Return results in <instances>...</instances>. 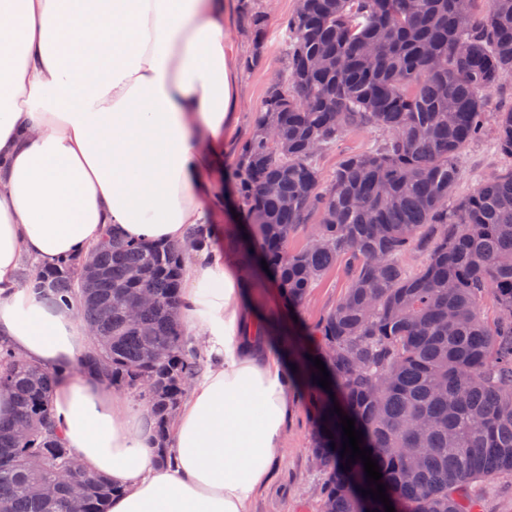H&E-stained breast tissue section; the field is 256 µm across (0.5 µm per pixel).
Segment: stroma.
I'll use <instances>...</instances> for the list:
<instances>
[{
    "instance_id": "obj_1",
    "label": "stroma",
    "mask_w": 512,
    "mask_h": 512,
    "mask_svg": "<svg viewBox=\"0 0 512 512\" xmlns=\"http://www.w3.org/2000/svg\"><path fill=\"white\" fill-rule=\"evenodd\" d=\"M267 13L264 46L258 63L247 66L246 59L252 53V42L247 28L236 7L228 9V25L239 51L241 64L238 71L240 105L237 121L224 138L222 166L215 173V185L220 204L214 205L212 225L217 236L211 237L212 246L220 248L224 238L220 231L230 225L245 226L241 205L235 188L234 173L237 154L234 145L249 135L260 117V107L268 87L282 79L286 44L280 26L282 18L297 6V0H258ZM379 130L355 128L347 131L336 146L324 151L318 158L323 181H330L341 158L348 153L361 152L379 140ZM494 132L469 145L460 157L461 176L455 188V198H463L473 192L478 182L496 173L512 169V157L501 154L494 145ZM348 269L345 261H338L322 281L312 288L305 301L298 307H290L275 282H267L258 310H280L286 317H297L304 329H314L316 324L345 294L348 286ZM314 428L304 403H297L288 421L285 448L274 476L265 485L250 506V512H320V486L324 480L313 462Z\"/></svg>"
}]
</instances>
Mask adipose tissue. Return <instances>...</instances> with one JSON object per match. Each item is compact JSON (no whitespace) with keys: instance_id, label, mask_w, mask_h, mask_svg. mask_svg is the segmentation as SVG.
Returning <instances> with one entry per match:
<instances>
[{"instance_id":"adipose-tissue-1","label":"adipose tissue","mask_w":512,"mask_h":512,"mask_svg":"<svg viewBox=\"0 0 512 512\" xmlns=\"http://www.w3.org/2000/svg\"><path fill=\"white\" fill-rule=\"evenodd\" d=\"M226 0H0V342L48 369L89 340L72 309L25 288V259L50 267L105 227L130 242L180 243L208 224L212 155L239 95ZM182 319L217 365L175 419L171 461L151 414L85 377L52 403L83 468L118 487L109 512H249L280 454L297 398L283 349L255 345L234 253L203 251Z\"/></svg>"}]
</instances>
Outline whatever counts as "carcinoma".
<instances>
[{
	"instance_id": "obj_1",
	"label": "carcinoma",
	"mask_w": 512,
	"mask_h": 512,
	"mask_svg": "<svg viewBox=\"0 0 512 512\" xmlns=\"http://www.w3.org/2000/svg\"><path fill=\"white\" fill-rule=\"evenodd\" d=\"M461 0H299L282 22L288 71L269 86L263 115L240 146L236 189L250 235L224 232L241 263L265 259L299 305L340 256L350 259L343 299L314 332L264 331L313 379L298 397L315 424L313 459L325 475L321 512H385L361 490L358 460L342 470V425L355 419L372 450L395 512H481L475 480L512 475V171L483 180L458 203L448 197L459 158L487 125V94L512 77V0H488L485 14ZM253 44L265 14L243 4ZM383 133L344 156L328 187L316 158L353 128ZM497 149L512 157V110L496 117ZM315 243L294 254L288 236L310 216ZM89 277L79 257L30 270L23 282L54 306H73L94 327L82 372L134 393L151 410L158 461L203 358L181 324L186 258L180 245L127 243L107 229ZM424 252L411 271L401 258ZM149 290L154 302L130 321L127 306ZM492 296L491 321L481 304ZM320 358L331 390L307 355ZM69 373L21 360L0 343V389L16 411L0 420V512H63L65 491L42 493L67 468L52 395ZM30 434L15 436L19 417ZM331 434H326V431ZM113 488L87 487L83 512H107Z\"/></svg>"
}]
</instances>
